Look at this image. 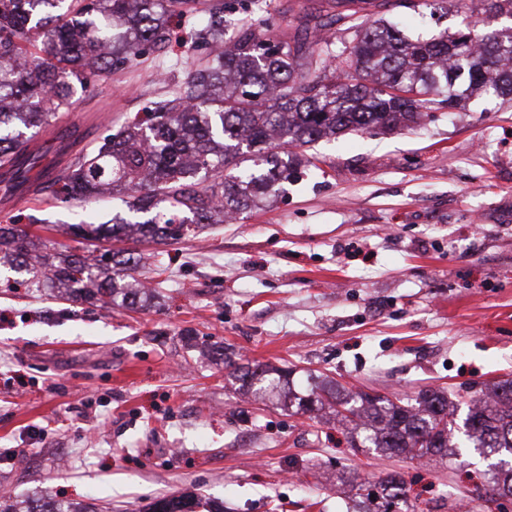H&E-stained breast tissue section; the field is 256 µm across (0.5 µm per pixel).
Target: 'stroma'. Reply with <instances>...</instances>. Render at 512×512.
I'll return each mask as SVG.
<instances>
[{
	"label": "stroma",
	"instance_id": "stroma-1",
	"mask_svg": "<svg viewBox=\"0 0 512 512\" xmlns=\"http://www.w3.org/2000/svg\"><path fill=\"white\" fill-rule=\"evenodd\" d=\"M202 51L170 43L99 84L71 120L120 127ZM302 175L269 206L172 245H141L146 309L73 304L10 289L0 271V486L140 512L191 491L224 512H346L340 471L411 478L419 512L467 503L482 457L420 465L351 447L342 427L246 402L224 364L326 374L404 400L470 399L512 379V101L438 106L390 134L299 148ZM39 247L70 251L67 225L112 203H39Z\"/></svg>",
	"mask_w": 512,
	"mask_h": 512
}]
</instances>
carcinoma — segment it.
<instances>
[{"instance_id":"1","label":"carcinoma","mask_w":512,"mask_h":512,"mask_svg":"<svg viewBox=\"0 0 512 512\" xmlns=\"http://www.w3.org/2000/svg\"><path fill=\"white\" fill-rule=\"evenodd\" d=\"M193 0H0V184L4 201L17 193L73 204L124 195L127 212L104 224H73L79 240L171 244L203 227L236 219L266 204L271 188L297 168L288 150L351 132L392 133L420 124L445 97L456 106L460 85L470 93L512 100V24L477 30L478 16L512 20V0H466L463 28L412 38L386 17V0H306L301 35L288 41L258 29L253 18L271 13L273 0H238L248 21L226 38L219 7L189 32L210 60L186 70L165 97L126 118L114 134L98 137L73 127L61 140L57 174L45 181L38 136H56L80 92L91 100L99 82L133 65L146 47L169 43V20ZM439 0H395L394 7L424 16ZM350 36L336 49L325 36L334 26ZM234 166L237 174L226 177ZM28 275L29 288L60 289V299L130 308L148 288H125L128 250L107 251L105 262L82 254L38 252L27 230L0 226V260ZM229 380L244 394L277 399L296 414L325 409L340 418L352 447L440 460L458 454L452 441L455 405L439 389L414 401L341 392L336 382L309 375L296 389L291 371L229 364ZM472 448L490 458L485 490L512 496V380L485 387L463 421ZM355 490L348 512H417L406 480L390 472L376 482L353 472L337 477ZM195 499L169 495L147 512H195ZM0 512H96L80 503L35 493L22 500L0 493Z\"/></svg>"}]
</instances>
